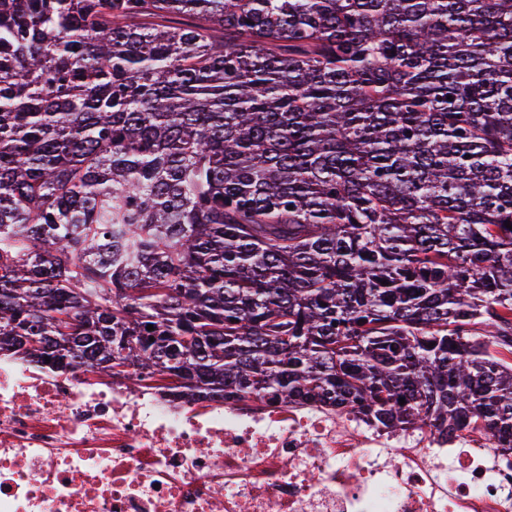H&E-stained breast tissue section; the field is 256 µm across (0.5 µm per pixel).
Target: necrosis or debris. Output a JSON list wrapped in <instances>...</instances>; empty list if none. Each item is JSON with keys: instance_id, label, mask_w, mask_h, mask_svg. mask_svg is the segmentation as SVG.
I'll return each instance as SVG.
<instances>
[{"instance_id": "necrosis-or-debris-1", "label": "necrosis or debris", "mask_w": 512, "mask_h": 512, "mask_svg": "<svg viewBox=\"0 0 512 512\" xmlns=\"http://www.w3.org/2000/svg\"><path fill=\"white\" fill-rule=\"evenodd\" d=\"M0 512H512V451L0 354Z\"/></svg>"}]
</instances>
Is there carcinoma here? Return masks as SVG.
Wrapping results in <instances>:
<instances>
[{"label":"carcinoma","instance_id":"carcinoma-1","mask_svg":"<svg viewBox=\"0 0 512 512\" xmlns=\"http://www.w3.org/2000/svg\"><path fill=\"white\" fill-rule=\"evenodd\" d=\"M507 222L512 0H0L1 352L511 449Z\"/></svg>","mask_w":512,"mask_h":512}]
</instances>
